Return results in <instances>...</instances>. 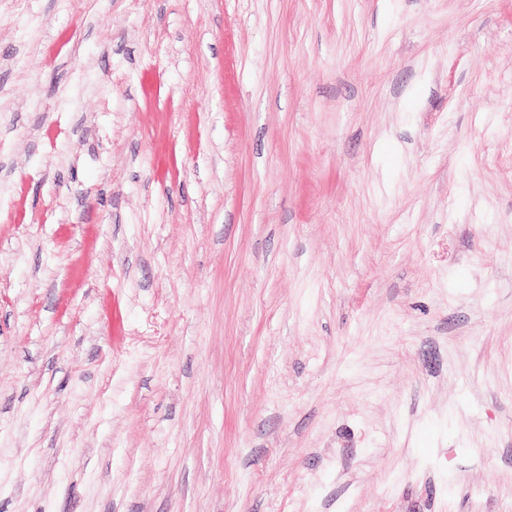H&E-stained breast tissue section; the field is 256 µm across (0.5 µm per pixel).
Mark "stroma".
I'll return each mask as SVG.
<instances>
[{
	"instance_id": "obj_1",
	"label": "stroma",
	"mask_w": 512,
	"mask_h": 512,
	"mask_svg": "<svg viewBox=\"0 0 512 512\" xmlns=\"http://www.w3.org/2000/svg\"><path fill=\"white\" fill-rule=\"evenodd\" d=\"M0 512H512V0H0Z\"/></svg>"
}]
</instances>
